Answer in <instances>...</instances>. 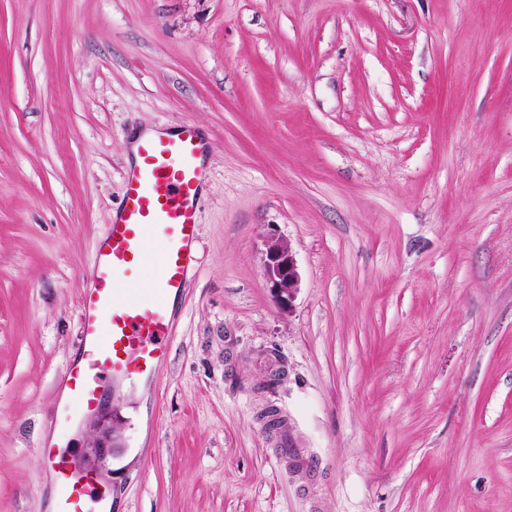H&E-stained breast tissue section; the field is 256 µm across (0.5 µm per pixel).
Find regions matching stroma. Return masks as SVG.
<instances>
[{
	"label": "stroma",
	"mask_w": 512,
	"mask_h": 512,
	"mask_svg": "<svg viewBox=\"0 0 512 512\" xmlns=\"http://www.w3.org/2000/svg\"><path fill=\"white\" fill-rule=\"evenodd\" d=\"M186 122L199 263L107 392L112 512H512V0H0V512L88 451V265L126 143ZM263 268L277 303L289 304L298 288L299 274L288 246L279 237L266 239Z\"/></svg>",
	"instance_id": "1"
}]
</instances>
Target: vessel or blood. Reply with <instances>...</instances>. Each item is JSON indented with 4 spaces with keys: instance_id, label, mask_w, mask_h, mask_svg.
Listing matches in <instances>:
<instances>
[{
    "instance_id": "obj_1",
    "label": "vessel or blood",
    "mask_w": 512,
    "mask_h": 512,
    "mask_svg": "<svg viewBox=\"0 0 512 512\" xmlns=\"http://www.w3.org/2000/svg\"><path fill=\"white\" fill-rule=\"evenodd\" d=\"M138 154L124 173L122 209L91 259L78 311L81 358L62 374L69 402L88 414L97 411L104 382L157 378L174 324L170 301L183 294L199 262L207 141L196 126L184 124L144 140ZM152 241L159 246V275L138 288L132 272ZM39 453L55 478L56 512H106L98 474L80 468L68 451L45 446Z\"/></svg>"
}]
</instances>
